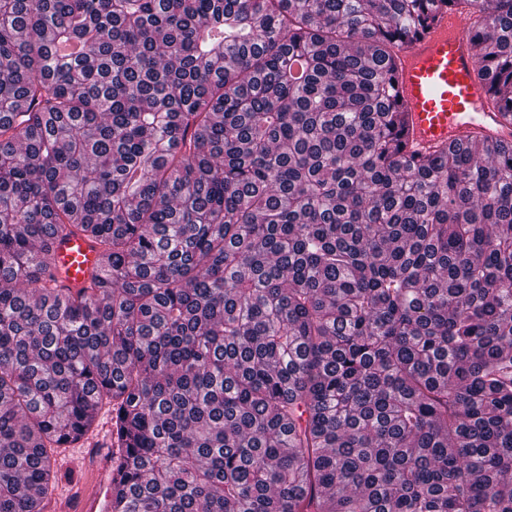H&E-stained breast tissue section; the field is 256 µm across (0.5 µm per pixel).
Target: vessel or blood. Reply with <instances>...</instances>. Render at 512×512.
I'll return each instance as SVG.
<instances>
[{"instance_id": "vessel-or-blood-1", "label": "vessel or blood", "mask_w": 512, "mask_h": 512, "mask_svg": "<svg viewBox=\"0 0 512 512\" xmlns=\"http://www.w3.org/2000/svg\"><path fill=\"white\" fill-rule=\"evenodd\" d=\"M480 53L470 25L444 11L412 44L394 58L397 86L408 117L404 138L409 153L490 138L512 142V125L487 101L475 79ZM102 263L99 244L83 236L58 239L52 265L64 284L86 286Z\"/></svg>"}]
</instances>
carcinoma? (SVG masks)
Returning <instances> with one entry per match:
<instances>
[{
    "label": "carcinoma",
    "instance_id": "1",
    "mask_svg": "<svg viewBox=\"0 0 512 512\" xmlns=\"http://www.w3.org/2000/svg\"><path fill=\"white\" fill-rule=\"evenodd\" d=\"M448 7L512 124V0H0V512L91 401L112 512H512V143L400 139ZM52 258L58 278L71 288L86 286L102 263L99 244L80 235L58 239Z\"/></svg>",
    "mask_w": 512,
    "mask_h": 512
}]
</instances>
